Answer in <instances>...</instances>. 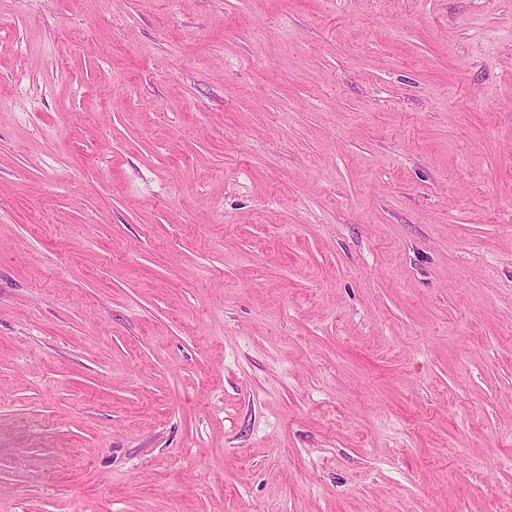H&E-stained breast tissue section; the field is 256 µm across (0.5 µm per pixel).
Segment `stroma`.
Returning <instances> with one entry per match:
<instances>
[{
  "instance_id": "stroma-1",
  "label": "stroma",
  "mask_w": 512,
  "mask_h": 512,
  "mask_svg": "<svg viewBox=\"0 0 512 512\" xmlns=\"http://www.w3.org/2000/svg\"><path fill=\"white\" fill-rule=\"evenodd\" d=\"M0 512H512V0H0Z\"/></svg>"
}]
</instances>
